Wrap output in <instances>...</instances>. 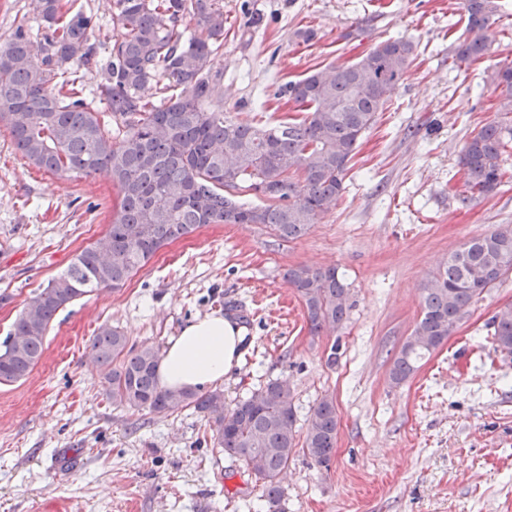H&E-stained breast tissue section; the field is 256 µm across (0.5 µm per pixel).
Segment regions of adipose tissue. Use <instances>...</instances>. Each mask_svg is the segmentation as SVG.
Listing matches in <instances>:
<instances>
[{
  "label": "adipose tissue",
  "mask_w": 512,
  "mask_h": 512,
  "mask_svg": "<svg viewBox=\"0 0 512 512\" xmlns=\"http://www.w3.org/2000/svg\"><path fill=\"white\" fill-rule=\"evenodd\" d=\"M245 340L242 326L224 315L193 319L168 344L159 366L162 385L183 390L223 382L239 367Z\"/></svg>",
  "instance_id": "adipose-tissue-1"
}]
</instances>
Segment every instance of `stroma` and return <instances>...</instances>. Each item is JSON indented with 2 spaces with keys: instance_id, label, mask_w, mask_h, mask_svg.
<instances>
[{
  "instance_id": "1",
  "label": "stroma",
  "mask_w": 512,
  "mask_h": 512,
  "mask_svg": "<svg viewBox=\"0 0 512 512\" xmlns=\"http://www.w3.org/2000/svg\"><path fill=\"white\" fill-rule=\"evenodd\" d=\"M488 54L453 65L462 0H224L215 69L233 120L275 123L278 83L356 62L376 43L413 41L417 56L364 135L345 189L306 237L256 224H207L175 240L123 288L58 313L25 380L0 385V512H246L260 489L241 463L201 448L206 420L113 408L87 345L104 323L167 347L211 312L246 329L227 405L287 383L298 419L322 396L339 430L330 468L297 453L282 479L285 512H512V357L490 340L512 304V275L474 303L414 375L391 384L394 355L421 315V287L471 237L512 224V154L489 196L469 195L459 163L474 130L498 115L492 75L512 62V0H498ZM313 29L315 39L294 36ZM118 191L107 172L38 170L0 125V338L24 301L103 235ZM336 267L350 288L344 328L310 335L284 273ZM335 365H328L331 345Z\"/></svg>"
}]
</instances>
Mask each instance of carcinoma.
<instances>
[{
	"label": "carcinoma",
	"mask_w": 512,
	"mask_h": 512,
	"mask_svg": "<svg viewBox=\"0 0 512 512\" xmlns=\"http://www.w3.org/2000/svg\"><path fill=\"white\" fill-rule=\"evenodd\" d=\"M41 32L19 25L0 48V123L23 157L53 174L90 177L106 171L121 195L106 233L82 249L67 271L37 288L0 340V384L25 378L38 364L59 311L102 289H118L169 243L204 224H260L283 241L308 235L341 196L361 139L413 61L415 46L396 38L358 61L316 68L277 86L275 95L303 117L274 125L235 122L224 113L214 62L224 50V0H112L119 36L107 57L92 106L78 69L98 66L89 30L95 14L78 0H30ZM496 0H463L465 33L455 62L486 55ZM190 17L191 35L180 22ZM501 117L466 141L460 165L469 190L494 192L512 147V63L495 73ZM248 190L260 207L235 200ZM512 272V225L473 237L448 256L422 288V313L394 356L389 379L406 382L438 349L482 294ZM288 283L309 331H337L348 320L350 288L336 268L296 265ZM491 340L512 355V305L491 318ZM103 396L112 407L173 415L191 409L207 420L203 444L240 462L261 484L264 512H284L281 475L296 449L330 468L339 421L321 397L299 432L290 388L278 381L228 407L224 391L163 388L160 346L130 342L102 324L90 342Z\"/></svg>",
	"instance_id": "obj_1"
}]
</instances>
